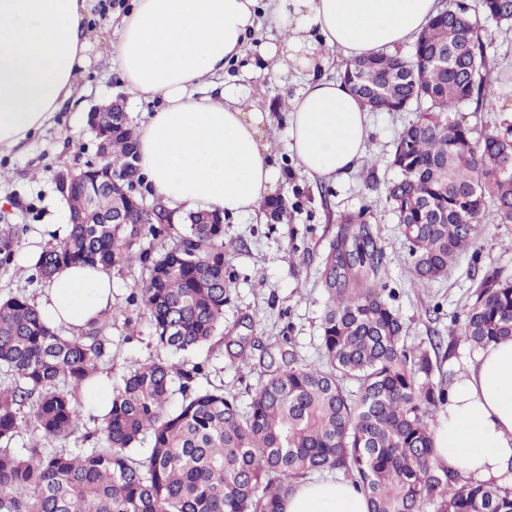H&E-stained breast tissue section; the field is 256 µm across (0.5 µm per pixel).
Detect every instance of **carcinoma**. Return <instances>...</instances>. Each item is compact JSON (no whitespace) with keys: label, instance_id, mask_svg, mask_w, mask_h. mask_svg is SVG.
Masks as SVG:
<instances>
[{"label":"carcinoma","instance_id":"cac0c4a2","mask_svg":"<svg viewBox=\"0 0 512 512\" xmlns=\"http://www.w3.org/2000/svg\"><path fill=\"white\" fill-rule=\"evenodd\" d=\"M512 29V0H443L410 55L377 54L348 61L340 77L357 79L362 95L381 89L380 112L416 105L417 118L398 134L390 165L399 178L386 188L413 263V285L445 279L492 216L512 223V143L486 129L479 138L456 118L465 105L482 109L491 68L475 17ZM135 129L119 125L101 160L140 173ZM92 184L66 190L69 215L89 210L85 224L41 253L44 278L69 264L103 270L137 262L147 275L129 303L150 318L157 345L195 351L224 325L231 281L224 279V225L191 211L181 230L161 207L138 208L130 224H95L122 197L92 196ZM169 238L155 250L145 239ZM13 228L0 229V266L13 261ZM384 248L365 224L332 244L323 272L329 303L321 360L268 374L246 409L219 387L197 379L205 365L168 360L135 365L112 388L102 418L103 445L49 451L53 438L80 428L79 388L98 374L107 354L103 325L63 336L23 295L0 300V368L19 381L0 389V442L18 429L31 404L36 431L21 454L0 448V512H282L307 477L339 471L366 497L369 512H512V493L493 482H470L436 463L433 418L448 402L427 352L405 346L400 316L379 296ZM485 350L512 339V275L494 269L474 291L461 327ZM181 399L172 404L175 395Z\"/></svg>","mask_w":512,"mask_h":512}]
</instances>
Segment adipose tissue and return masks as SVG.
Segmentation results:
<instances>
[{
	"label": "adipose tissue",
	"instance_id": "ef3b65f1",
	"mask_svg": "<svg viewBox=\"0 0 512 512\" xmlns=\"http://www.w3.org/2000/svg\"><path fill=\"white\" fill-rule=\"evenodd\" d=\"M438 9L439 0H131L112 55L132 93L162 101L136 129L147 185L171 208L203 204L226 215L253 212L275 190L265 115L212 82L243 58L262 15L280 31L279 44L261 50L263 75L308 73L288 112L299 166L321 180L351 172L366 154L367 110L342 81L317 77V66L337 52L352 61L396 53ZM85 10L86 0H0V154L78 104ZM203 86L208 95L197 96ZM36 305L55 328L100 320L112 312V277L96 265L66 266ZM435 443L439 462L463 477L490 481L512 469V340L484 350L451 386ZM283 509L368 512L347 482L303 485Z\"/></svg>",
	"mask_w": 512,
	"mask_h": 512
}]
</instances>
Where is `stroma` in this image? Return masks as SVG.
I'll use <instances>...</instances> for the list:
<instances>
[{
  "mask_svg": "<svg viewBox=\"0 0 512 512\" xmlns=\"http://www.w3.org/2000/svg\"><path fill=\"white\" fill-rule=\"evenodd\" d=\"M129 4L130 0H88L90 63L79 83L81 109L57 113L50 127L0 156V171L5 174L0 197L8 201L0 208V225H12L18 235L12 264L0 269V298L23 295L34 301L49 286L37 276L35 259L69 230L59 175L79 171L97 158V141L88 125L94 106L123 98L130 117L138 123L160 104L156 98L129 94L110 63L112 45L118 39L117 16ZM486 39L499 75L493 93L496 106L462 112L478 132L491 124L512 125V34L503 35L492 26ZM223 80L268 114L266 135L277 190L286 195L292 219L274 222L262 209L225 217V267L232 280V296L224 307V331L187 356L185 365L205 364L209 385L223 388L244 408L266 380L270 362L280 361L282 354H293L301 365L318 363L328 303L322 273L336 236L360 217L384 247L388 275L383 297L407 326V347L427 352L438 343L451 347L439 375L455 382L480 355L460 335L455 322L463 318L477 283L488 270L499 268L512 275V223L486 218L475 247L461 255L446 279L415 288L398 220L384 198L386 185L396 176L388 164L393 141L403 124L412 120V113H371L365 157L354 171L323 181L308 175L289 149L285 100L301 92L304 72L292 68L271 80L256 68L238 63L225 69ZM141 275L136 263L112 271L114 310L103 330L110 351L99 368L115 384L135 363L171 357L156 345L149 316L128 303ZM130 320L135 323L131 329L126 326ZM241 336L257 344L249 352L252 365L248 368L233 362L225 347L228 340Z\"/></svg>",
  "mask_w": 512,
  "mask_h": 512,
  "instance_id": "35a3bbf8",
  "label": "stroma"
}]
</instances>
